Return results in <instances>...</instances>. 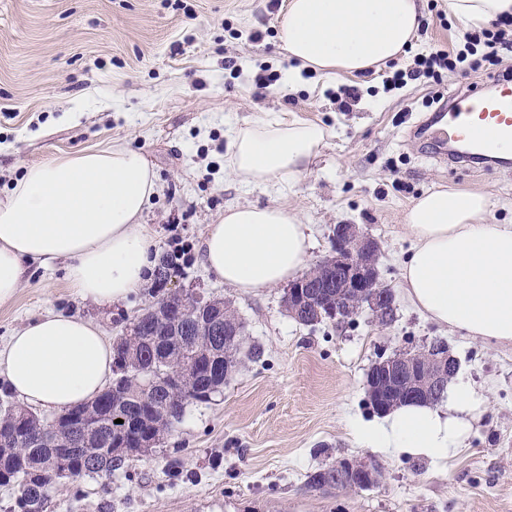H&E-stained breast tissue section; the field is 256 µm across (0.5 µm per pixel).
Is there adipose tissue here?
<instances>
[{
    "label": "adipose tissue",
    "mask_w": 512,
    "mask_h": 512,
    "mask_svg": "<svg viewBox=\"0 0 512 512\" xmlns=\"http://www.w3.org/2000/svg\"><path fill=\"white\" fill-rule=\"evenodd\" d=\"M461 28L512 15V0H444ZM421 0H288L279 40L292 75L362 73L400 59L417 39ZM327 130L297 118L262 120L234 131L227 162L241 182H292L325 144ZM156 191L144 154L115 144L27 165L0 198V302L11 300L30 265L62 266L80 299L110 305L145 286L157 251L142 222ZM481 193L436 187L405 214L412 247L401 263L408 303L465 336L512 344V224L490 220ZM312 247L299 211L284 206L226 209L206 226L199 258L211 275L244 293L298 276ZM112 345L92 320L49 310L0 346V376L22 402L61 411L93 400L112 375ZM483 397L458 384L448 407L393 408L365 436L395 454L442 461L478 421Z\"/></svg>",
    "instance_id": "ef3b65f1"
}]
</instances>
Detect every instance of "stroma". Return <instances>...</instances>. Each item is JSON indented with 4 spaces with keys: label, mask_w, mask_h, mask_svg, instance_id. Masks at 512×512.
<instances>
[{
    "label": "stroma",
    "mask_w": 512,
    "mask_h": 512,
    "mask_svg": "<svg viewBox=\"0 0 512 512\" xmlns=\"http://www.w3.org/2000/svg\"><path fill=\"white\" fill-rule=\"evenodd\" d=\"M288 0H0V197L23 168L62 153L121 143L142 151L157 175L143 216L159 255L174 256L166 287L149 283L127 302L82 301L63 270L30 267L0 303V344L50 308L97 322L115 339L166 292L223 298L246 324L259 360L246 363L205 403L187 406L175 431L138 462L109 475L57 485L46 512H512V345L486 343L428 320L397 298L382 327L362 314L306 327L288 316L284 286L243 294L200 263L206 224L238 205L300 211L315 266L333 229L357 224L381 246L378 269L398 288L411 248L404 217L437 186L490 197L491 221L512 224V172L478 176L424 158L408 138L426 101L485 81L487 71L438 87L387 90L388 67L361 74H302L289 84L279 41ZM429 22L416 48L459 45L443 0H422ZM271 78L256 86L258 75ZM357 87L349 110L341 87ZM297 117L329 132L291 187L245 185L225 167L231 133L259 119ZM447 339L456 381L480 393L482 415L463 447L434 462L390 457L362 434L377 419L365 380L378 358ZM182 462L171 476L167 462ZM342 458H371L380 487L309 491L306 476Z\"/></svg>",
    "instance_id": "1"
}]
</instances>
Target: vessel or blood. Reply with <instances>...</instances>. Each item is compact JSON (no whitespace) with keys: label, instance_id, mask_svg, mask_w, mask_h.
Returning a JSON list of instances; mask_svg holds the SVG:
<instances>
[{"label":"vessel or blood","instance_id":"obj_1","mask_svg":"<svg viewBox=\"0 0 512 512\" xmlns=\"http://www.w3.org/2000/svg\"><path fill=\"white\" fill-rule=\"evenodd\" d=\"M428 157L479 171L480 163L512 144V76L459 91L414 130Z\"/></svg>","mask_w":512,"mask_h":512}]
</instances>
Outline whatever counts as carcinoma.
<instances>
[{
  "label": "carcinoma",
  "mask_w": 512,
  "mask_h": 512,
  "mask_svg": "<svg viewBox=\"0 0 512 512\" xmlns=\"http://www.w3.org/2000/svg\"><path fill=\"white\" fill-rule=\"evenodd\" d=\"M304 277L314 292L336 294L325 287L336 278L328 267L316 265ZM214 314L225 326L218 339L200 328ZM114 352L112 383L91 403L68 408L79 421L67 439L83 444L89 455L86 464L77 456L70 459L74 481L124 468L135 457L113 455L114 442L128 444L140 433L155 445L161 443L181 423L189 404L209 401L215 385L261 356L235 311L189 293L170 295L136 315ZM117 419L123 423H115ZM49 427L50 420L0 401V434L16 435L11 447L0 450V485H18L17 512H44L53 489L47 476L64 449Z\"/></svg>",
  "instance_id": "obj_1"
}]
</instances>
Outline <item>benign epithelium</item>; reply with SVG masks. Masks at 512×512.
<instances>
[{
	"mask_svg": "<svg viewBox=\"0 0 512 512\" xmlns=\"http://www.w3.org/2000/svg\"><path fill=\"white\" fill-rule=\"evenodd\" d=\"M379 243L365 235L355 224H338L334 228L332 253L324 263L336 270V301L321 306L307 296V280L300 278L288 285V313L297 318L302 309L311 306L315 321L330 319L345 323L364 311L379 324H392L397 318L395 293L389 288L375 289L373 282L379 278ZM431 361L427 365L430 376L416 379V365L412 356L396 354L376 361L367 373L366 392L371 406L383 412L386 404L374 397L378 388L387 389V397H427L448 385V369L456 358L450 351L434 342L430 345ZM382 466L373 459H342L336 462L334 479L328 487L349 486L369 489L381 483Z\"/></svg>",
	"mask_w": 512,
	"mask_h": 512,
	"instance_id": "benign-epithelium-1",
	"label": "benign epithelium"
}]
</instances>
